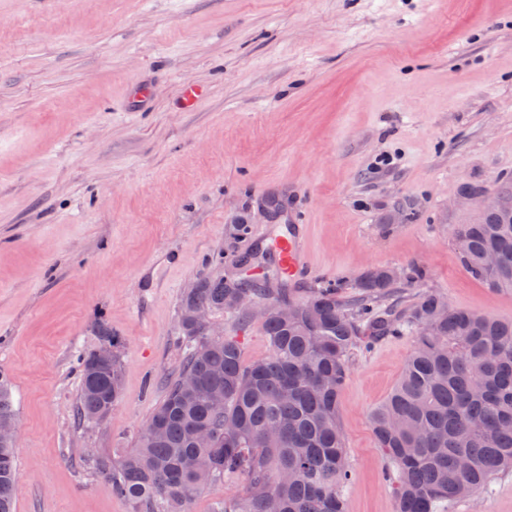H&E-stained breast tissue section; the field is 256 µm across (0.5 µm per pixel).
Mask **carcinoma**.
<instances>
[{
  "instance_id": "carcinoma-1",
  "label": "carcinoma",
  "mask_w": 512,
  "mask_h": 512,
  "mask_svg": "<svg viewBox=\"0 0 512 512\" xmlns=\"http://www.w3.org/2000/svg\"><path fill=\"white\" fill-rule=\"evenodd\" d=\"M462 266L494 289H512V213L485 212L478 224L452 229ZM424 277L411 264L395 276L368 270L343 295L325 282L304 302L286 281L204 279L181 302L182 365L139 435L137 448L114 461H92L112 495L132 512H189L207 484L243 475L244 494L213 512H346L351 478L338 397L353 350L378 336H410L414 350L389 397L371 413L389 462L394 512H442L512 471V321L458 309L434 291L408 306L398 288ZM293 304L284 322L263 329L270 356L242 363L240 343L212 336L190 314L205 309L240 322L233 304ZM79 356L78 414L101 424L121 396L124 366L112 334ZM15 420L10 389L0 381V422ZM19 471L15 445L0 441V512H13Z\"/></svg>"
}]
</instances>
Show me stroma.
<instances>
[{
    "instance_id": "35a3bbf8",
    "label": "stroma",
    "mask_w": 512,
    "mask_h": 512,
    "mask_svg": "<svg viewBox=\"0 0 512 512\" xmlns=\"http://www.w3.org/2000/svg\"><path fill=\"white\" fill-rule=\"evenodd\" d=\"M202 88L185 108V82ZM149 83L148 105L129 96ZM512 190V0H0V377L17 415L15 512H131L85 460L137 444L177 375L183 295L238 274L306 222L314 274L351 283L417 263L420 290L512 320V291L463 268L467 187ZM280 210H273L271 199ZM413 220L390 223L397 210ZM246 218L250 232L231 237ZM213 324L243 363L260 321ZM106 326L124 395L76 417L77 357ZM383 336L339 395L347 512H393L371 411L413 351ZM448 512H512V471Z\"/></svg>"
}]
</instances>
